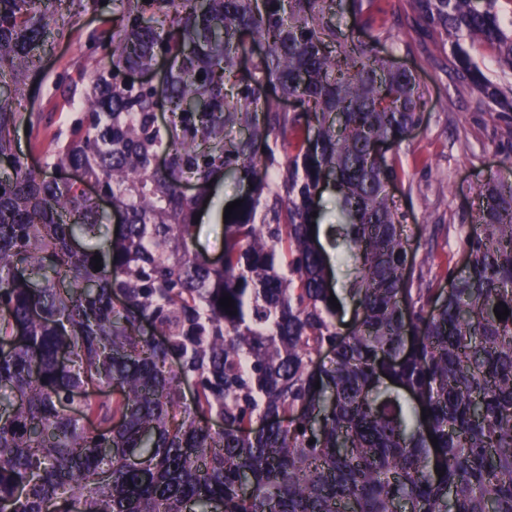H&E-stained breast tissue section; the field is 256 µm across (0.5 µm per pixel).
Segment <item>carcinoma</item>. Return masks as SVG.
<instances>
[{
	"label": "carcinoma",
	"instance_id": "carcinoma-1",
	"mask_svg": "<svg viewBox=\"0 0 512 512\" xmlns=\"http://www.w3.org/2000/svg\"><path fill=\"white\" fill-rule=\"evenodd\" d=\"M75 2L112 19L92 70L54 76L39 49ZM411 2L512 68L495 0ZM374 4L0 0V512H512V181L479 189L438 300L389 189L419 78L337 25L372 28ZM44 88L74 106L50 180L14 150L53 123ZM221 172L252 188L214 265L192 243ZM86 181L119 216L106 238ZM332 255L357 266L339 289ZM332 295L360 310L348 334Z\"/></svg>",
	"mask_w": 512,
	"mask_h": 512
}]
</instances>
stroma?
Instances as JSON below:
<instances>
[{
	"label": "stroma",
	"mask_w": 512,
	"mask_h": 512,
	"mask_svg": "<svg viewBox=\"0 0 512 512\" xmlns=\"http://www.w3.org/2000/svg\"><path fill=\"white\" fill-rule=\"evenodd\" d=\"M387 20L379 48L397 64L416 70L422 91L423 119L400 145L403 173L391 188L404 216L415 261L431 278L445 260L461 265L465 258L462 228L470 224L471 203L480 185L493 172L512 176V112L481 100L460 79L453 66L455 47L465 48L485 78L512 98V69L499 64L495 52L430 18L415 13L410 0H382ZM70 25L64 35L50 34L41 54L43 67L54 74L74 72L77 64L91 66L81 34L99 23L98 16L69 5ZM244 189L224 177L201 215L195 247L210 260H219L224 225L219 214L225 203ZM434 266L423 263L426 253Z\"/></svg>",
	"instance_id": "stroma-1"
}]
</instances>
